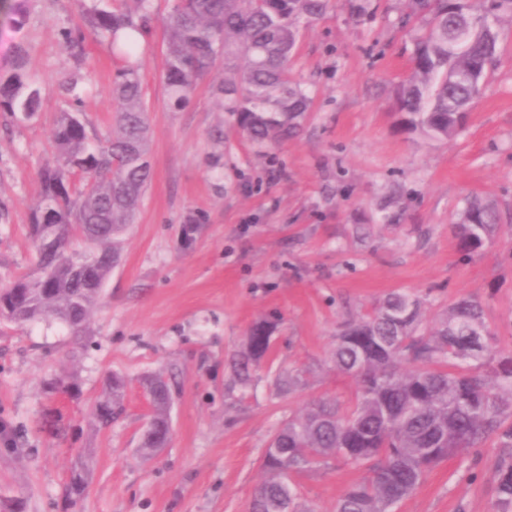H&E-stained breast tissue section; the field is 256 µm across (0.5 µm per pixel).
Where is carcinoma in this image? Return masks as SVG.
I'll return each instance as SVG.
<instances>
[{
  "label": "carcinoma",
  "mask_w": 512,
  "mask_h": 512,
  "mask_svg": "<svg viewBox=\"0 0 512 512\" xmlns=\"http://www.w3.org/2000/svg\"><path fill=\"white\" fill-rule=\"evenodd\" d=\"M131 2L124 9L94 3L87 11L89 26L119 57L112 83L115 129L104 139L91 136L78 110L81 97L68 88L75 109L62 113L52 133L58 158L39 172L41 191L30 225L37 273L0 289L1 322L54 319L81 337L120 261L152 179L148 109L136 58L154 14L152 0ZM329 2L175 0L164 41L170 108L181 109L198 78L222 60L224 78L215 95L251 146L260 151L297 137L308 96L288 63L300 20L319 18ZM409 2L425 27L412 72L398 91L401 125L448 141L463 129L474 103L472 68H481L483 82L496 62V30L482 28V21L512 15V0H457L452 10L448 0ZM41 97L20 66L0 77V112L30 119ZM499 232L493 209L471 201L454 226L461 258L471 259ZM75 236L92 244L93 259L71 249ZM423 315L421 296L391 292L372 312L340 326L331 360L338 373L357 380L354 397L346 405L313 400L276 430L250 512H304L284 471L329 459L362 472L339 497L336 512H396L429 471L490 438L507 449L495 469L497 512H512V351L495 350L497 334L478 298L457 299L429 328ZM274 330L267 317L250 326L245 350L232 360L240 379H248L250 367L269 354ZM145 385L153 388L155 411L153 430L140 434L139 448L146 452L170 442L172 385L162 377ZM123 390L121 378L107 380L93 411L99 425L119 415ZM86 486L80 463L69 496H81Z\"/></svg>",
  "instance_id": "carcinoma-1"
}]
</instances>
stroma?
Returning a JSON list of instances; mask_svg holds the SVG:
<instances>
[{
  "instance_id": "1",
  "label": "stroma",
  "mask_w": 512,
  "mask_h": 512,
  "mask_svg": "<svg viewBox=\"0 0 512 512\" xmlns=\"http://www.w3.org/2000/svg\"><path fill=\"white\" fill-rule=\"evenodd\" d=\"M91 0H0V76L23 59L42 87L39 112H0V288L33 272L31 209L37 172L54 155L51 132L77 81L84 118L113 125L115 72L108 43L86 33L69 49ZM336 0L301 23L291 67L309 97L300 139L260 155L234 130L213 85L223 65L171 110L163 79L164 22L173 0H153L139 53L149 109L152 181L88 334L74 342L55 321L0 324V512H249L260 461L288 416L308 402L350 401L336 373V328L390 292H414L434 322L475 296L512 348V17L496 29L498 58L468 122L451 141L404 131L396 93L412 67L418 23L408 0ZM497 210L502 231L461 259L453 225L469 199ZM278 325L271 353L240 381L230 361L256 319ZM75 374L80 394L46 393L45 379ZM125 378L123 411L106 429L92 418L110 374ZM175 386L171 442L137 443L149 410L144 378ZM300 383L282 391L279 378ZM88 465L76 501L66 484ZM495 441L430 471L398 512H496ZM359 471L338 460L296 473L305 512H336Z\"/></svg>"
}]
</instances>
